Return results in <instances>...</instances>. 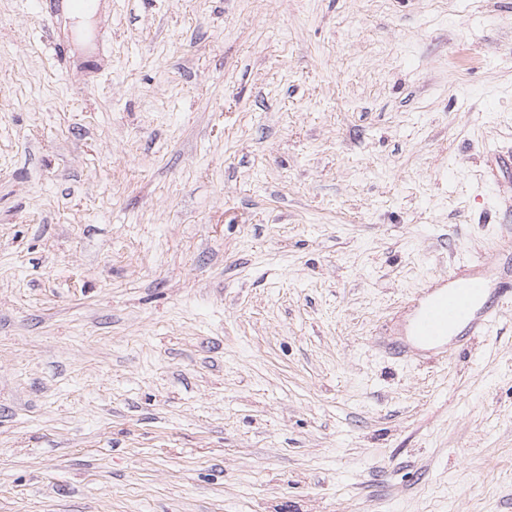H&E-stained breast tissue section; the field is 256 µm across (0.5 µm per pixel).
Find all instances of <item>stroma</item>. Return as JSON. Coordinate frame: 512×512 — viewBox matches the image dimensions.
I'll use <instances>...</instances> for the list:
<instances>
[{
  "instance_id": "obj_1",
  "label": "stroma",
  "mask_w": 512,
  "mask_h": 512,
  "mask_svg": "<svg viewBox=\"0 0 512 512\" xmlns=\"http://www.w3.org/2000/svg\"><path fill=\"white\" fill-rule=\"evenodd\" d=\"M0 0V512H512V0ZM48 3V17L51 20H62L66 11H81L92 7L93 0H45ZM512 204L502 213V232L490 257L460 260L448 272V284L431 285L419 296V312L411 326L410 342H380L385 351L412 357L417 347L436 346L454 336L464 345L481 336L497 308L512 303Z\"/></svg>"
}]
</instances>
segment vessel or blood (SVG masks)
<instances>
[{
	"mask_svg": "<svg viewBox=\"0 0 512 512\" xmlns=\"http://www.w3.org/2000/svg\"><path fill=\"white\" fill-rule=\"evenodd\" d=\"M51 20L65 12L92 7L93 0H47ZM502 232L494 242L491 256L460 260L448 273V282L424 289L419 312L411 326L410 341L394 345L397 354L410 357L423 346L447 340L466 344L482 335L497 308L512 303V205L502 213Z\"/></svg>",
	"mask_w": 512,
	"mask_h": 512,
	"instance_id": "b4317fda",
	"label": "vessel or blood"
}]
</instances>
